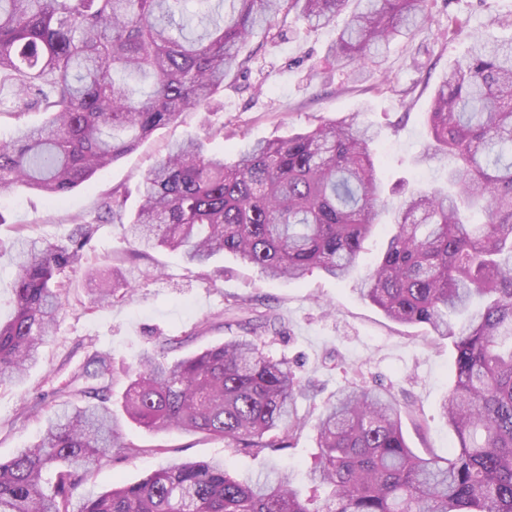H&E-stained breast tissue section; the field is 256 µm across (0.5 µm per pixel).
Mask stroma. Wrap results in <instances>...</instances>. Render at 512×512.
<instances>
[{
    "label": "stroma",
    "instance_id": "obj_1",
    "mask_svg": "<svg viewBox=\"0 0 512 512\" xmlns=\"http://www.w3.org/2000/svg\"><path fill=\"white\" fill-rule=\"evenodd\" d=\"M429 19L410 41L393 40L369 78L354 82L331 69L326 58L343 16L317 30L287 18L282 37L256 34L259 51L247 75L228 79L208 112H187L157 130L138 148L73 191L57 204L39 192L17 187L0 199V242L27 235L61 241L75 225L91 223L95 231L79 262L63 279L64 306L54 333L41 351L39 366L23 384L0 386V459L36 442L50 409L61 399H79L82 372L94 356L112 359V401L120 403L132 367L158 341L172 339L169 358H179L230 338L215 326L216 316L236 302L275 315L279 332L271 345L288 359L307 392L299 397V414L315 418L323 402L354 383L390 389L414 404L424 419L416 430L404 419L405 437L417 452L447 455L455 441L440 415L453 381L454 355L447 341H423L421 328L391 321L361 300L355 278L335 280L312 270L299 280H268L231 255L194 268L179 252L155 250L135 254L117 224L98 223L101 202L113 190L127 192V213H134L138 189L147 170L169 144L187 137L204 141L209 152L233 159L248 141L275 140L314 128L329 118L356 117L381 131L374 146L378 177L386 184L421 188L444 179L443 163L417 164L428 142L426 118L435 91L448 68L470 47V34L489 40L512 38V0H428ZM467 23V34L448 31L449 18ZM119 266L135 287L133 295L103 303L95 299L96 272ZM127 439L143 447L135 458L105 457L78 488L77 497L97 495L121 482H133L174 462L223 459L230 471L246 474L256 463L223 440L202 434H155L118 416ZM318 456L311 431L293 447L272 454L288 468L293 484L308 491L307 472Z\"/></svg>",
    "mask_w": 512,
    "mask_h": 512
}]
</instances>
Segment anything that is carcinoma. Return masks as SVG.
Here are the masks:
<instances>
[{
	"instance_id": "carcinoma-1",
	"label": "carcinoma",
	"mask_w": 512,
	"mask_h": 512,
	"mask_svg": "<svg viewBox=\"0 0 512 512\" xmlns=\"http://www.w3.org/2000/svg\"><path fill=\"white\" fill-rule=\"evenodd\" d=\"M200 2L207 11L194 19L178 17L173 0H0V86L12 88L0 117L16 121L0 138V196L23 184L63 197L183 113L209 108L226 79L250 71L255 32L281 36L291 13L326 25L350 0ZM355 2L328 56L362 80L392 40L425 25L426 0ZM471 39L435 92L418 159L445 162L446 183L399 190L385 248L357 288L390 320L448 340L454 385L441 414L458 444L422 456L391 393L345 388L313 425L320 452L312 495L302 497L268 460L307 428L295 402L305 386L264 351L260 333L275 320L240 317L233 304L224 327L244 335L182 358L162 347L144 353L127 372L121 407L149 431L220 438L252 454L256 473L241 478L222 460L174 463L85 499L77 512H512V41ZM30 112L43 120L23 121ZM378 136L354 118L327 120L250 142L231 161L190 138L148 172L133 218L114 191L98 221L194 266L223 253L271 279L314 268L343 279L385 209ZM91 237L92 225L78 224L65 243L13 241L15 313L0 321V385L37 363L62 308L60 276ZM98 290L107 300L133 288L114 268ZM92 363L97 402L57 404L38 443L0 460V512H70L100 458L146 452L115 424L111 359Z\"/></svg>"
}]
</instances>
